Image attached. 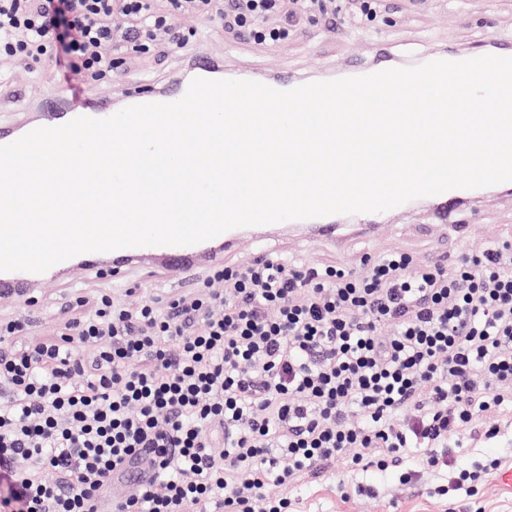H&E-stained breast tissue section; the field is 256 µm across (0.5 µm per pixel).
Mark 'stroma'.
<instances>
[{
	"label": "stroma",
	"instance_id": "stroma-1",
	"mask_svg": "<svg viewBox=\"0 0 512 512\" xmlns=\"http://www.w3.org/2000/svg\"><path fill=\"white\" fill-rule=\"evenodd\" d=\"M354 15L353 0H338L335 20L315 15L294 27L286 43L273 48H261L235 32L198 23L183 50L160 44L144 55L113 52V82H96L81 74L70 75L69 80L88 98H118L144 85L182 76L189 61L200 54L220 58L225 67L250 75L285 70L293 77L313 80L338 70L348 57L373 60L383 42L413 55L452 50L475 56L491 36L512 37V0H382L370 25L358 24ZM56 82L49 72H30L23 61L8 67L0 80V120L15 122L40 111L43 97L55 89ZM431 221L429 209H407L391 217L370 239L354 236L333 247L291 233L272 239L269 247L278 258L314 265H352L363 256L376 257L392 249L409 252L421 262L475 254L512 233V192L459 208L452 221L462 225V232L432 226ZM167 279L162 269L151 265L132 267L129 284L123 288L92 273L59 277L36 289L34 306L1 300L0 315L25 321V340L34 345L56 334L65 311L78 297L105 288L119 302L134 295L158 301L171 291ZM445 483V478L425 476L405 484L394 471L352 475L335 463L318 476L288 487L287 493L295 500L297 512H512V490L501 487L496 474L486 476L474 497L462 490L438 494V487Z\"/></svg>",
	"mask_w": 512,
	"mask_h": 512
}]
</instances>
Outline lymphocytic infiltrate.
I'll return each mask as SVG.
<instances>
[{
    "mask_svg": "<svg viewBox=\"0 0 512 512\" xmlns=\"http://www.w3.org/2000/svg\"><path fill=\"white\" fill-rule=\"evenodd\" d=\"M0 0V60L91 80L107 54L216 22L287 40L321 0ZM222 291H215V284ZM0 319V512H291L269 485L331 463L440 474L512 410V238L449 263H224L190 295L117 305L22 344ZM223 454H214L216 444ZM138 470L135 490L124 479Z\"/></svg>",
    "mask_w": 512,
    "mask_h": 512,
    "instance_id": "lymphocytic-infiltrate-1",
    "label": "lymphocytic infiltrate"
}]
</instances>
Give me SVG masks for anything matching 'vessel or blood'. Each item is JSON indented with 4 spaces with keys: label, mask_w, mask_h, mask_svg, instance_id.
<instances>
[{
    "label": "vessel or blood",
    "mask_w": 512,
    "mask_h": 512,
    "mask_svg": "<svg viewBox=\"0 0 512 512\" xmlns=\"http://www.w3.org/2000/svg\"><path fill=\"white\" fill-rule=\"evenodd\" d=\"M395 55L383 52L380 58L371 64L349 61L343 65V74L347 77L363 76L395 67ZM239 71L224 68L213 57L201 55L189 65L186 74L172 80L163 89L149 85L134 91L129 104H145L155 102H174L181 99L190 82L196 78L205 79H236ZM118 105L107 99H90L78 94L68 84H59L56 92L46 100L45 112L36 115L26 124L0 123V145L10 144L33 129L40 127H58L79 116L103 119L117 113ZM479 195L475 189H452L439 195L431 196V213L439 223H447L451 210L474 200ZM386 213L362 214L359 222L353 224L337 223L335 216H326L304 220L303 228L309 238L327 245L342 244L350 234L368 235L381 227L386 221ZM251 242L260 260H272V253L266 248L267 237L264 226L234 228L223 232L217 237L190 246H155L128 247L113 250L111 264H102L98 253L87 252L79 254L56 264L59 272L71 271L76 268L103 273H110L114 282L123 284L127 281V273L132 264L145 260H153L170 274L177 286H185L195 268L200 263L212 265L222 263L229 253L233 252L243 242ZM47 273H32L24 271L0 272V298L9 299L20 304L29 300L28 289L35 282L47 280Z\"/></svg>",
    "instance_id": "1"
}]
</instances>
